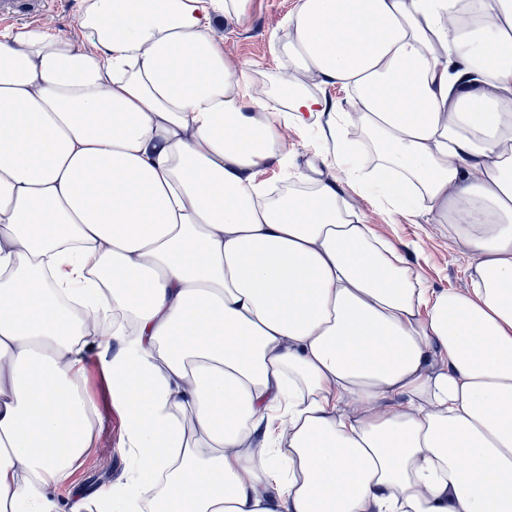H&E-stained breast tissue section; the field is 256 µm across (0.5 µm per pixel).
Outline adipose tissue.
<instances>
[{"label":"adipose tissue","mask_w":512,"mask_h":512,"mask_svg":"<svg viewBox=\"0 0 512 512\" xmlns=\"http://www.w3.org/2000/svg\"><path fill=\"white\" fill-rule=\"evenodd\" d=\"M250 2L0 33V512H82L55 492L96 338L127 457L103 512H512V0H299L274 90L214 31ZM313 84L349 110L301 170L280 128L327 110ZM330 164L448 225L471 292L425 287Z\"/></svg>","instance_id":"ef3b65f1"}]
</instances>
